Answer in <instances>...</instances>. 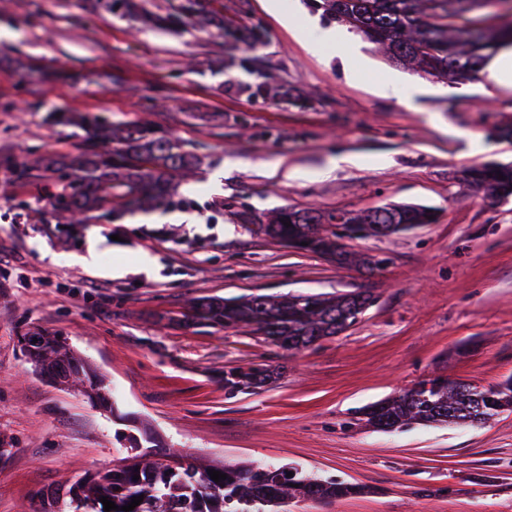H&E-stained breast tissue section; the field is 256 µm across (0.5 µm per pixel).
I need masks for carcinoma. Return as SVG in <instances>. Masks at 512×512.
Here are the masks:
<instances>
[{
    "instance_id": "1",
    "label": "carcinoma",
    "mask_w": 512,
    "mask_h": 512,
    "mask_svg": "<svg viewBox=\"0 0 512 512\" xmlns=\"http://www.w3.org/2000/svg\"><path fill=\"white\" fill-rule=\"evenodd\" d=\"M330 18L348 23L370 40L389 43L409 55L421 56V68L429 75L449 81H468L484 67L498 41L477 36L491 17L448 16L439 12L437 0H311ZM197 17L196 0H177L164 15L150 16L156 27L177 33ZM85 161L71 190L55 198L57 207L81 214L96 205L111 202L120 207L142 208L169 197L176 173L193 164L197 157L183 146L148 125H94V137L85 145ZM466 180L482 185L500 199L512 196V165H481L466 171ZM400 220L407 224H431L430 209L397 206ZM357 221L361 214L346 211L283 208L266 225L267 235L295 248L330 254L339 264L354 261L368 270L377 268L370 257L355 255L336 246V238L321 229L336 223V217ZM291 226H285V223ZM371 296L356 291L348 297L323 294L287 296L281 300L254 295L239 300L204 299L193 305L195 318L226 329L250 328L285 350H301L343 330L340 319L351 311L362 312ZM48 348L45 367L64 369L67 382L93 392L103 403L109 395L104 380L71 355L63 366L56 355L69 351L64 342L35 333ZM269 367L247 371H224V388L259 389L272 382ZM512 409V379L489 388L447 379L421 381L399 395L375 403L362 414L366 424L393 432L411 423L422 425H476ZM219 470L227 478L216 482L208 470ZM288 465H224L211 467L192 458L176 465L159 458L134 453L124 463L76 484L81 494L73 497L76 509L104 512L105 496L121 507L131 498L143 496L132 512H276L292 499L330 500L364 493V488L334 479L312 478L300 470L288 479L282 471ZM139 479H133L134 475Z\"/></svg>"
}]
</instances>
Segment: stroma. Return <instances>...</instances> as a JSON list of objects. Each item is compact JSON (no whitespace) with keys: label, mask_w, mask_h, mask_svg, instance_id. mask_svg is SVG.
Returning a JSON list of instances; mask_svg holds the SVG:
<instances>
[{"label":"stroma","mask_w":512,"mask_h":512,"mask_svg":"<svg viewBox=\"0 0 512 512\" xmlns=\"http://www.w3.org/2000/svg\"><path fill=\"white\" fill-rule=\"evenodd\" d=\"M207 27L172 35L120 0H0V512L68 504L77 480L141 450L214 466L287 464L366 494L290 502L288 512H512V412L475 426L384 433L359 408L435 377L487 387L512 376V198L463 179L512 163V87L484 77L462 94L388 60L351 78L305 0H198ZM292 18L283 27L279 16ZM258 26L262 44L242 34ZM255 60L243 67V58ZM273 91L252 96L256 75ZM397 78L391 97L378 83ZM146 124L194 150L170 200L136 211L55 206L73 178L80 125ZM358 165H336L337 157ZM432 208L437 221L349 241L383 256L371 272L272 241L257 225L284 207ZM96 247L94 264L81 263ZM366 291L360 322L299 351L190 320L202 299ZM60 337L110 390L92 403L36 372L20 340ZM265 364L281 377L229 392L224 372Z\"/></svg>","instance_id":"stroma-1"}]
</instances>
